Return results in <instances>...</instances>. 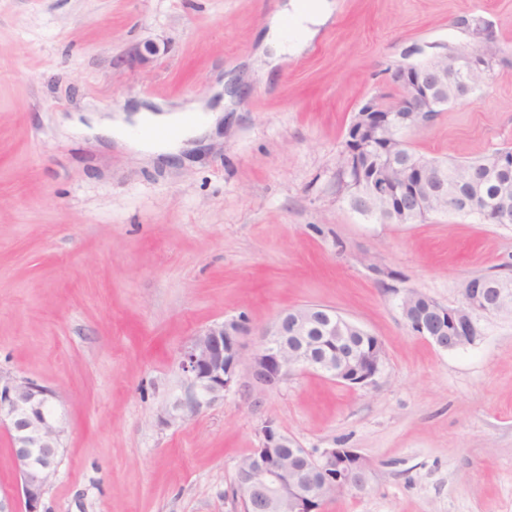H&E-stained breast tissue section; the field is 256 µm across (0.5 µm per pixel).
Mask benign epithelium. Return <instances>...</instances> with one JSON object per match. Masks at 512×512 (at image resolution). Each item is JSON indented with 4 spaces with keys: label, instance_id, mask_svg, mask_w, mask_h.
Masks as SVG:
<instances>
[{
    "label": "benign epithelium",
    "instance_id": "benign-epithelium-1",
    "mask_svg": "<svg viewBox=\"0 0 512 512\" xmlns=\"http://www.w3.org/2000/svg\"><path fill=\"white\" fill-rule=\"evenodd\" d=\"M159 53L158 46L146 42L134 54L133 62L148 64ZM502 60L494 56L470 54L444 59L438 53L408 63L401 62L390 79L401 98L383 112L372 98L355 113L349 133L365 149L398 141L397 134L411 133L430 125L446 101L438 88L453 80L466 96V81L475 73L490 77ZM439 175H428V183L409 191L380 171L367 182L368 194L390 201L408 203L429 193L446 194L432 187ZM461 301L443 306L415 290L399 293V309L406 325L439 349L453 351L474 345L484 334L486 322L502 315L512 302L509 288H483L468 279L462 284ZM424 297L426 310L420 314L409 300ZM366 331L326 307L282 312L261 332L253 349L246 339L252 328L246 318L231 317L214 323L191 338L181 355L185 389L172 406L170 417L183 419L224 397L237 384L240 367L247 365L253 383L264 391L279 388L296 372L314 371L338 383L365 386L381 374L383 346L377 342L367 353H336V335ZM56 393L28 378L0 375V427L10 439L20 483L17 494L0 497V512H39L48 486L57 476L62 428L55 414ZM264 444L246 455L247 462L236 465L237 491L243 512H322L323 503L345 491H362L373 478L365 458L353 448L299 446L286 433L260 427Z\"/></svg>",
    "mask_w": 512,
    "mask_h": 512
}]
</instances>
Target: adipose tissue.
<instances>
[{"mask_svg": "<svg viewBox=\"0 0 512 512\" xmlns=\"http://www.w3.org/2000/svg\"><path fill=\"white\" fill-rule=\"evenodd\" d=\"M333 11L331 0H310L299 5L297 0H287L282 9L268 21L262 45L268 49L271 65H279L288 56L301 51L299 43L290 41L285 32L286 21H293L306 38H313L326 23ZM222 109L198 101L181 106H161L159 110L138 108L135 114H103L95 116L91 124H84L80 117H73L71 127L86 129L87 133L115 138L117 147L128 152L151 154L178 153L184 141L206 136L218 128ZM155 130L152 138H135L126 133L130 123Z\"/></svg>", "mask_w": 512, "mask_h": 512, "instance_id": "1", "label": "adipose tissue"}]
</instances>
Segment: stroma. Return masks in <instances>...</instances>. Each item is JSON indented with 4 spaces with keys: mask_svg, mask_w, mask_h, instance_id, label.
<instances>
[{
    "mask_svg": "<svg viewBox=\"0 0 512 512\" xmlns=\"http://www.w3.org/2000/svg\"><path fill=\"white\" fill-rule=\"evenodd\" d=\"M281 2L0 0V373L58 396L41 512H241L235 466L266 420L371 464L366 490L324 512H512V319L444 351L397 307L402 289L452 306L466 279L512 273V225L372 223L336 188L359 107L396 98L406 54L467 41L460 16L487 22L507 62L408 140L459 161L512 147V0H333L266 74ZM147 41L158 56L134 64ZM203 97L225 104L223 140L155 164L60 123ZM306 305L379 337L374 383L306 372L262 392L243 369L223 399L169 417L197 331Z\"/></svg>",
    "mask_w": 512,
    "mask_h": 512,
    "instance_id": "obj_1",
    "label": "stroma"
}]
</instances>
